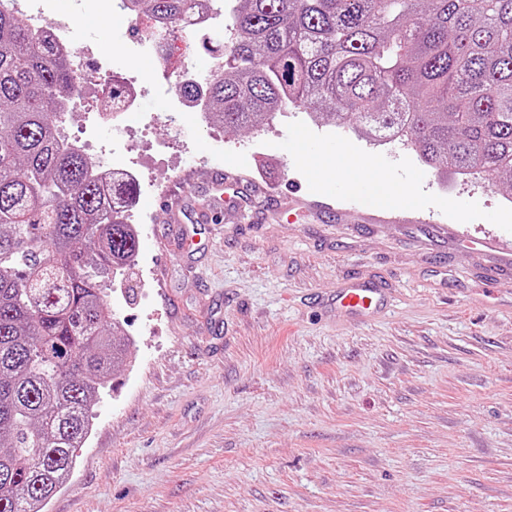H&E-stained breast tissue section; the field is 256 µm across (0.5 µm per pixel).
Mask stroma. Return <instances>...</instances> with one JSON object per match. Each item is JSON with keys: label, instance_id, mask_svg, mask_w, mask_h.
Wrapping results in <instances>:
<instances>
[{"label": "stroma", "instance_id": "1", "mask_svg": "<svg viewBox=\"0 0 512 512\" xmlns=\"http://www.w3.org/2000/svg\"><path fill=\"white\" fill-rule=\"evenodd\" d=\"M62 4L94 65L121 59L119 75L145 89L133 142L100 130L94 89L66 140L122 156L159 189L221 169L269 196L217 211L205 234L144 198L141 262L110 300L127 361L44 512H512V193L304 112L278 113L266 137L189 114L170 124L171 75L217 58L179 35L145 70L122 51L146 17ZM293 135L313 142L303 160L286 151ZM216 138L218 159L201 161ZM339 173L331 218L318 202ZM375 181L394 190L388 207L406 206L403 221L363 207L358 190ZM300 189L306 209L281 221ZM196 232L200 248L182 251ZM354 278L385 288L386 314L336 310Z\"/></svg>", "mask_w": 512, "mask_h": 512}]
</instances>
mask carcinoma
Returning a JSON list of instances; mask_svg holds the SVG:
<instances>
[{"label":"carcinoma","mask_w":512,"mask_h":512,"mask_svg":"<svg viewBox=\"0 0 512 512\" xmlns=\"http://www.w3.org/2000/svg\"><path fill=\"white\" fill-rule=\"evenodd\" d=\"M183 30L199 0H126ZM224 70L204 87L227 128L293 108L357 115L437 170L512 177V0H223ZM63 43L0 10V512H41L72 476L90 407L125 361L100 279L137 255L122 205L61 138L78 94Z\"/></svg>","instance_id":"carcinoma-1"}]
</instances>
